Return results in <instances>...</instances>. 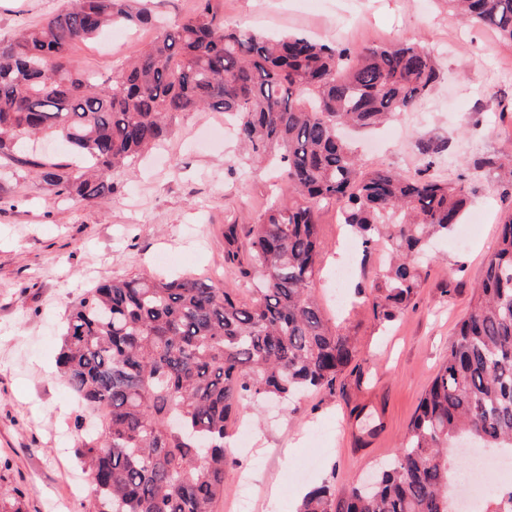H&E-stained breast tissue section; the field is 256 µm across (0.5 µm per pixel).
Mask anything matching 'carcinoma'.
Wrapping results in <instances>:
<instances>
[{"label":"carcinoma","mask_w":512,"mask_h":512,"mask_svg":"<svg viewBox=\"0 0 512 512\" xmlns=\"http://www.w3.org/2000/svg\"><path fill=\"white\" fill-rule=\"evenodd\" d=\"M140 0H66L42 24L0 39V155L56 193L112 198L114 171L134 164L185 112L235 117L257 163L276 162L288 202L247 225H224V263L258 282V297L189 275L103 279L72 306L59 364L80 409L97 423L75 440L87 465L92 512H213L224 496L228 428L236 412L275 396L330 388L353 357L352 338L329 325L312 294L319 271L320 212L334 205L365 249L392 252L373 303L393 320L417 295L415 260L459 223L468 170L433 172L448 142L426 139L413 175L365 168L342 139L414 111L439 79L413 44L338 48L301 34L278 40L215 22L205 6L159 29L133 62L89 74L77 44L116 20H148ZM464 21L512 44V0H448ZM61 136L83 164L17 151L36 136ZM508 184L512 164L474 163ZM512 454V218L501 225L477 298L420 400L391 463L369 486L341 494L322 485L297 512H451L460 439ZM476 512H512V485Z\"/></svg>","instance_id":"obj_1"}]
</instances>
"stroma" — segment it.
Here are the masks:
<instances>
[{"mask_svg": "<svg viewBox=\"0 0 512 512\" xmlns=\"http://www.w3.org/2000/svg\"><path fill=\"white\" fill-rule=\"evenodd\" d=\"M63 0H0V39L40 24ZM211 15L270 35L299 33L339 47L408 40L431 51L441 79L415 111L362 131L352 142L364 166L414 173L425 164L420 140H446L438 168L456 179L461 164L488 155L512 158V45L467 26L448 0H210ZM152 26L127 38L100 35L78 45L85 69L106 73L154 37ZM220 112L179 117L171 134L114 176L111 200L87 204L58 196L26 168L0 158V499L7 512H91L89 485L73 443L79 409L56 365L71 306L100 279L147 273L203 274L236 288L246 280L224 264V227L252 223L269 202L288 197L275 172L245 159ZM464 223L466 244L436 240L420 270L414 302L380 322L372 302L385 252H347L350 237L325 208L321 261L313 283L329 325L352 336L356 352L333 390L282 406L258 401L239 425L251 445L233 449L217 512H235L248 487L254 512H295L303 492L343 488L393 458L420 398L435 378L459 321L469 310L512 212L495 174L475 168ZM350 263L345 288L336 267Z\"/></svg>", "mask_w": 512, "mask_h": 512, "instance_id": "1", "label": "stroma"}]
</instances>
